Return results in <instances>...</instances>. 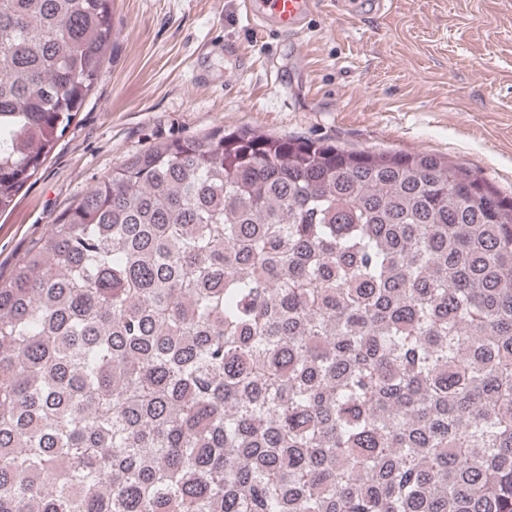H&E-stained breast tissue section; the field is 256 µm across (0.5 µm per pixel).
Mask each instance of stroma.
Masks as SVG:
<instances>
[{
  "label": "stroma",
  "instance_id": "obj_1",
  "mask_svg": "<svg viewBox=\"0 0 512 512\" xmlns=\"http://www.w3.org/2000/svg\"><path fill=\"white\" fill-rule=\"evenodd\" d=\"M117 37L83 112L0 213V276L129 154L215 127L428 152L512 195V0H318L299 35L242 0H115Z\"/></svg>",
  "mask_w": 512,
  "mask_h": 512
}]
</instances>
